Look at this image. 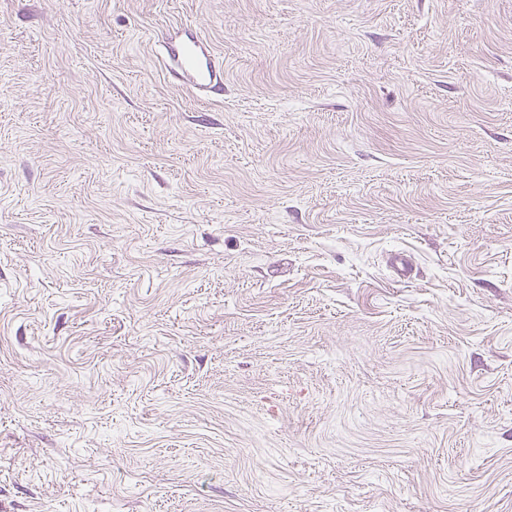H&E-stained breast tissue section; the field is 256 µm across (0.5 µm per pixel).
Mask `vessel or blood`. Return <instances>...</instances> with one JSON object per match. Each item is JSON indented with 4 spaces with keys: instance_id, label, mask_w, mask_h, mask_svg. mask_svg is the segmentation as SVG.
I'll return each mask as SVG.
<instances>
[{
    "instance_id": "1",
    "label": "vessel or blood",
    "mask_w": 512,
    "mask_h": 512,
    "mask_svg": "<svg viewBox=\"0 0 512 512\" xmlns=\"http://www.w3.org/2000/svg\"><path fill=\"white\" fill-rule=\"evenodd\" d=\"M164 48L169 61L174 65L173 75L187 79L190 85L203 94L223 92L224 69L196 33L185 32L167 38Z\"/></svg>"
}]
</instances>
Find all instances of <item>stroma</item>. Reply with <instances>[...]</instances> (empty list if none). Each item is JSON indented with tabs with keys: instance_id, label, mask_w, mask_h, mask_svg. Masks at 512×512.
Segmentation results:
<instances>
[{
	"instance_id": "stroma-1",
	"label": "stroma",
	"mask_w": 512,
	"mask_h": 512,
	"mask_svg": "<svg viewBox=\"0 0 512 512\" xmlns=\"http://www.w3.org/2000/svg\"><path fill=\"white\" fill-rule=\"evenodd\" d=\"M0 512H512V0H0ZM170 66L169 72L189 81L190 85L205 95L220 94L224 91V69L214 53L194 32H184L173 38L168 35L164 41Z\"/></svg>"
}]
</instances>
